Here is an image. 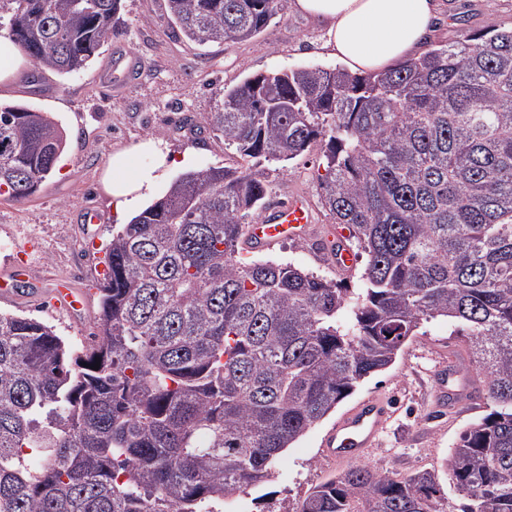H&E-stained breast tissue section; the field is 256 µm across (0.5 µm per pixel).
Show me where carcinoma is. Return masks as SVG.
<instances>
[{
	"mask_svg": "<svg viewBox=\"0 0 512 512\" xmlns=\"http://www.w3.org/2000/svg\"><path fill=\"white\" fill-rule=\"evenodd\" d=\"M285 3L168 9L203 46L257 37ZM121 9L0 0V30L37 73L72 75L121 33ZM214 97L210 130L243 163L182 174L112 235L86 349L0 311V512H214L272 483L282 453L437 318L468 337L496 404L454 448L460 512H512V28L381 73L299 67ZM315 146L322 207L365 256L352 286L240 259L264 166ZM65 148L49 113L0 102V196H33ZM444 500L436 471L358 464L292 512H446Z\"/></svg>",
	"mask_w": 512,
	"mask_h": 512,
	"instance_id": "cac0c4a2",
	"label": "carcinoma"
}]
</instances>
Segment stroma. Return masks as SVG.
Listing matches in <instances>:
<instances>
[{
  "label": "stroma",
  "instance_id": "1",
  "mask_svg": "<svg viewBox=\"0 0 512 512\" xmlns=\"http://www.w3.org/2000/svg\"><path fill=\"white\" fill-rule=\"evenodd\" d=\"M123 18L124 33L112 39L86 70L70 76L49 73L35 80L29 63L13 81L0 83V101L51 113L67 133L64 154L35 196L18 201L0 197V276L10 272L18 250L30 251L25 290L0 300V311L44 321L76 347L95 329L98 297L90 294L87 306L72 312L56 306L53 291L61 287L88 291L102 277L103 249L122 226L100 183L112 154L130 150V171L149 167L153 156L135 151L134 146L151 138L173 153L192 152L197 169L236 164L237 154L205 123L216 88L260 73L339 64L319 49V26L290 8L254 39L207 46L181 34L170 19L167 0H123ZM511 26L512 0H442L429 41L445 43ZM119 52L135 55L143 67L131 86L113 95L95 77ZM319 156L315 148L294 161L266 165L270 199L282 203L295 194L306 197L319 226L317 238L288 240L266 255L334 279L338 273L320 245L334 223L316 188ZM86 210L101 218L93 244L80 221ZM454 330L445 319L423 323L388 369L366 380L287 449L277 465L275 482L242 493L237 501L248 512H287L314 487L343 471L344 463L321 455L320 439L340 415L375 395L394 401V415L381 446L368 452L364 463L398 478L416 470H445L462 430L493 409L485 398L484 375L465 353L464 337ZM453 363L469 374L478 400L453 411L430 413L432 377L440 365Z\"/></svg>",
  "mask_w": 512,
  "mask_h": 512
}]
</instances>
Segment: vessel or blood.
<instances>
[{"mask_svg":"<svg viewBox=\"0 0 512 512\" xmlns=\"http://www.w3.org/2000/svg\"><path fill=\"white\" fill-rule=\"evenodd\" d=\"M139 64L133 58L116 60L111 68L101 74L98 82L108 91L117 92L125 88ZM316 232L315 217L308 201L295 196L278 204L256 222L247 225L245 236L251 250L263 251L282 241L308 240ZM346 230L336 232V248L329 258L338 270L353 267L354 257L345 242ZM470 384L465 374L455 367L440 369L435 377L432 408L441 411L466 402ZM391 415L390 403L382 398H371L353 407L337 422L322 439L324 455L337 461L363 457L376 445L379 434Z\"/></svg>","mask_w":512,"mask_h":512,"instance_id":"vessel-or-blood-1","label":"vessel or blood"}]
</instances>
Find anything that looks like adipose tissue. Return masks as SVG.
Masks as SVG:
<instances>
[{"label":"adipose tissue","mask_w":512,"mask_h":512,"mask_svg":"<svg viewBox=\"0 0 512 512\" xmlns=\"http://www.w3.org/2000/svg\"><path fill=\"white\" fill-rule=\"evenodd\" d=\"M295 10L311 17L324 31V50L356 72H376L394 67L423 51L440 11V0H292ZM154 167L129 172L125 153L113 154L102 177V187L116 214L131 219L161 197L163 174L176 162L155 141ZM183 154L181 165H189Z\"/></svg>","instance_id":"obj_1"}]
</instances>
